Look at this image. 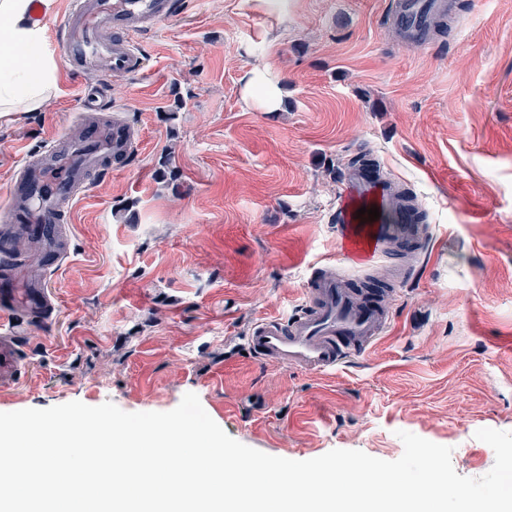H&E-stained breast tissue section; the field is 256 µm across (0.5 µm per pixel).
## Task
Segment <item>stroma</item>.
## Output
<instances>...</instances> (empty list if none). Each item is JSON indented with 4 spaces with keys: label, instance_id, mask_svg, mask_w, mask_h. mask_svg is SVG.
I'll return each instance as SVG.
<instances>
[{
    "label": "stroma",
    "instance_id": "stroma-1",
    "mask_svg": "<svg viewBox=\"0 0 512 512\" xmlns=\"http://www.w3.org/2000/svg\"><path fill=\"white\" fill-rule=\"evenodd\" d=\"M184 2L139 38L143 72L112 81L140 144L75 202L73 251L43 266L59 310L22 324L0 412H167L192 392L272 456L394 461L406 431L482 477L495 454L476 431H512V0H453L423 44L396 32L393 0ZM56 64L39 111L0 124V205L22 151L75 125L98 82ZM359 154L422 208L416 263L388 254L347 274L389 285L405 270L391 322L327 374L261 362L247 337L296 311L335 258L336 200Z\"/></svg>",
    "mask_w": 512,
    "mask_h": 512
}]
</instances>
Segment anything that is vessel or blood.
<instances>
[{
	"instance_id": "b4317fda",
	"label": "vessel or blood",
	"mask_w": 512,
	"mask_h": 512,
	"mask_svg": "<svg viewBox=\"0 0 512 512\" xmlns=\"http://www.w3.org/2000/svg\"><path fill=\"white\" fill-rule=\"evenodd\" d=\"M449 0H395L400 17L412 28L428 23ZM182 0H69L54 27L55 48L77 70L96 72L103 83L141 73L144 59L134 36L181 13ZM139 136L113 122L101 137L72 142L52 137L43 160L25 153L8 184V203L0 207V239L28 234L44 237L57 260L69 258V223L74 200L91 176L111 171L113 161L128 156ZM340 203L341 248L336 261L349 269L365 268L381 256L388 236L414 237L418 205L401 204L377 171L355 168L345 177ZM389 209L394 225L358 216L360 208ZM58 304L47 288L29 287L20 266L0 260V387L15 384L21 373L16 321L20 314L50 323ZM391 320L388 310L363 299L333 276H315L298 311L286 319L258 324L247 338L255 358L310 372H325L347 359L362 356Z\"/></svg>"
}]
</instances>
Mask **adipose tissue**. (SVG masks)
<instances>
[{
	"label": "adipose tissue",
	"mask_w": 512,
	"mask_h": 512,
	"mask_svg": "<svg viewBox=\"0 0 512 512\" xmlns=\"http://www.w3.org/2000/svg\"><path fill=\"white\" fill-rule=\"evenodd\" d=\"M56 0H0V120L17 108L38 110L57 78V65L47 53L45 26L35 12H53ZM43 59L40 70L32 59Z\"/></svg>",
	"instance_id": "1"
}]
</instances>
